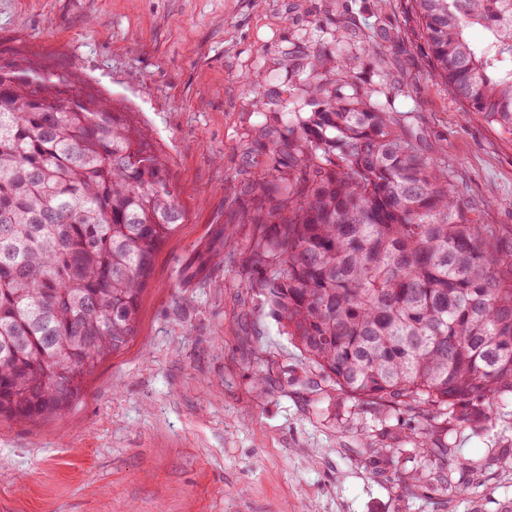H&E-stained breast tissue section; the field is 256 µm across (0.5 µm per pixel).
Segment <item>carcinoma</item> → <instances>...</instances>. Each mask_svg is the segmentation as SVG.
Returning <instances> with one entry per match:
<instances>
[{"label":"carcinoma","instance_id":"1","mask_svg":"<svg viewBox=\"0 0 512 512\" xmlns=\"http://www.w3.org/2000/svg\"><path fill=\"white\" fill-rule=\"evenodd\" d=\"M435 76L512 136V0H414ZM482 28L475 45L469 30ZM319 49L309 112L264 115L247 267L305 359L357 399L440 417L512 395V247L410 124ZM142 128L73 71L0 70V417L65 412L137 333L184 213ZM452 449L419 446L421 459Z\"/></svg>","mask_w":512,"mask_h":512}]
</instances>
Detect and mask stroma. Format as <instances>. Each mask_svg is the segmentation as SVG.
<instances>
[{
  "label": "stroma",
  "mask_w": 512,
  "mask_h": 512,
  "mask_svg": "<svg viewBox=\"0 0 512 512\" xmlns=\"http://www.w3.org/2000/svg\"><path fill=\"white\" fill-rule=\"evenodd\" d=\"M75 71L130 111L167 160L185 218L158 250L136 336L64 414L0 419V512H512V397L452 431L337 390L283 332L245 265L240 223L270 111L308 109L313 51L411 110L433 156L512 241V138L438 85L412 0H0V50ZM469 467L467 497L407 496L439 467L422 431Z\"/></svg>",
  "instance_id": "1"
}]
</instances>
